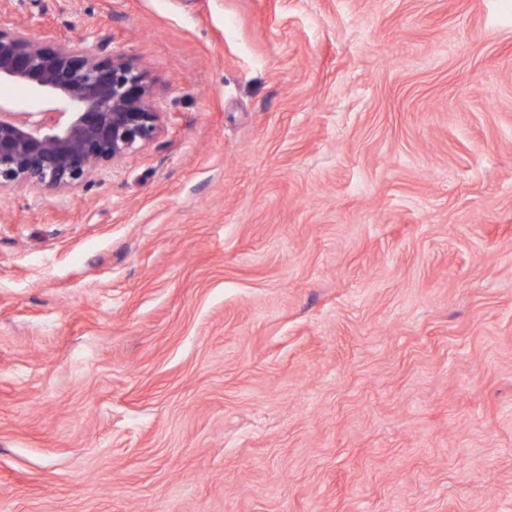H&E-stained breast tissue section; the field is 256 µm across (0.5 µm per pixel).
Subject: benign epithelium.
Returning a JSON list of instances; mask_svg holds the SVG:
<instances>
[{
  "label": "benign epithelium",
  "mask_w": 512,
  "mask_h": 512,
  "mask_svg": "<svg viewBox=\"0 0 512 512\" xmlns=\"http://www.w3.org/2000/svg\"><path fill=\"white\" fill-rule=\"evenodd\" d=\"M0 83L52 103L41 112L0 105V190L79 186L161 131L147 72L122 55L92 51L83 38L49 48L32 26L0 21Z\"/></svg>",
  "instance_id": "7a95c632"
}]
</instances>
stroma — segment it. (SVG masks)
<instances>
[{
  "label": "stroma",
  "instance_id": "1",
  "mask_svg": "<svg viewBox=\"0 0 512 512\" xmlns=\"http://www.w3.org/2000/svg\"><path fill=\"white\" fill-rule=\"evenodd\" d=\"M162 129L0 192V512H512V0H0Z\"/></svg>",
  "mask_w": 512,
  "mask_h": 512
}]
</instances>
